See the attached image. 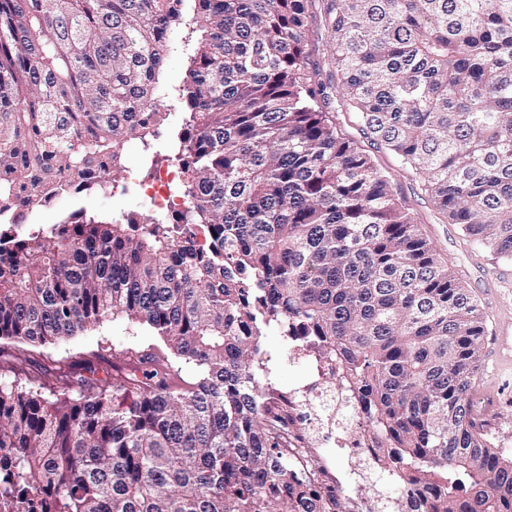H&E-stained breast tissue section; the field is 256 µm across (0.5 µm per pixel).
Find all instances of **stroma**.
<instances>
[{"mask_svg": "<svg viewBox=\"0 0 512 512\" xmlns=\"http://www.w3.org/2000/svg\"><path fill=\"white\" fill-rule=\"evenodd\" d=\"M313 12L306 41L312 61L318 63L321 69V79L328 93L334 96L337 79L328 55L330 35L321 16V6H314ZM331 112L339 133L386 172L396 198L413 215L421 233L432 244L439 258L451 267L457 281L477 300L484 316L486 333H493L499 327L512 329V261L493 259L487 249L473 243L463 233L460 225L449 223L446 215L433 204L421 183L408 174L399 159L374 143L357 112L335 97ZM122 163L126 179L121 180L117 188L90 191L86 200L88 207L106 215L142 209L143 204L133 184L134 178L147 176L141 146L129 144ZM262 347L273 357L271 367L276 389L285 391L298 387L314 370L310 359L289 360L288 347L276 331H267L262 338ZM147 348L159 354L166 350L160 337L148 327L124 318H110L91 332L42 348L35 357L36 364L31 367L30 373L36 377L40 374L41 366L58 367L75 360L92 358L101 351L112 356Z\"/></svg>", "mask_w": 512, "mask_h": 512, "instance_id": "35a3bbf8", "label": "stroma"}]
</instances>
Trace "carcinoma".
I'll return each instance as SVG.
<instances>
[{
  "label": "carcinoma",
  "mask_w": 512,
  "mask_h": 512,
  "mask_svg": "<svg viewBox=\"0 0 512 512\" xmlns=\"http://www.w3.org/2000/svg\"><path fill=\"white\" fill-rule=\"evenodd\" d=\"M314 0H0V508L5 512H354L288 457L268 329L335 360L431 512H512V458L478 423L482 312L341 137L305 32ZM337 95L437 207L512 260V0H329ZM177 52L186 67L161 76ZM174 97L168 160L188 208L159 219L76 208L47 229L3 217L28 163L61 194L120 179ZM209 246L197 245V232ZM151 351L73 364L66 390L24 386L23 346L104 319ZM192 362L189 382L176 363Z\"/></svg>",
  "instance_id": "carcinoma-1"
}]
</instances>
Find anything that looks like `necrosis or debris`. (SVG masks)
<instances>
[{
  "label": "necrosis or debris",
  "mask_w": 512,
  "mask_h": 512,
  "mask_svg": "<svg viewBox=\"0 0 512 512\" xmlns=\"http://www.w3.org/2000/svg\"><path fill=\"white\" fill-rule=\"evenodd\" d=\"M182 173L177 168H158L153 176L139 182L138 193L149 210L158 214L187 209L178 185ZM337 372L334 363L320 360L303 385L276 397L273 407L286 412L299 438H312L317 449L308 463L321 481L336 485L357 506V512H373L369 498L360 493L361 475L356 463L373 465L381 456V449L371 447L364 432L366 415L356 408L351 392L333 382ZM339 448L343 467L326 460L323 451Z\"/></svg>",
  "instance_id": "necrosis-or-debris-1"
}]
</instances>
